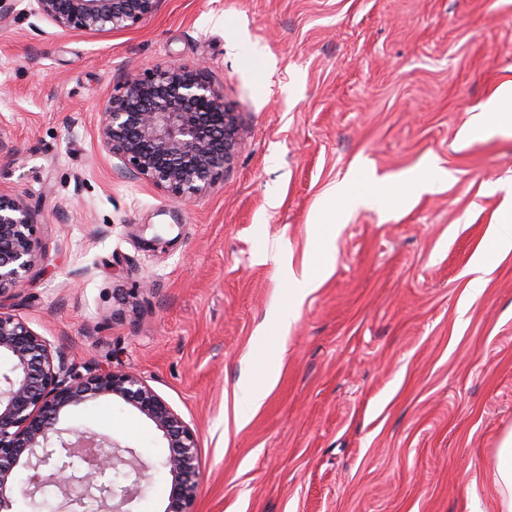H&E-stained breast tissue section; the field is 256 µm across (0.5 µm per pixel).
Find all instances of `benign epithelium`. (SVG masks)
<instances>
[{
  "mask_svg": "<svg viewBox=\"0 0 512 512\" xmlns=\"http://www.w3.org/2000/svg\"><path fill=\"white\" fill-rule=\"evenodd\" d=\"M161 0H34V14L63 31L131 29L146 21ZM99 149L183 201H192L224 180L240 144L239 120L200 64H169L128 77L123 92L101 107ZM38 211L0 188V299L20 286L42 258ZM0 512H11L17 470L31 471L24 489L34 498L58 489V509L68 512L92 498L102 512H130L153 464L130 446L95 434L58 427L70 408L110 397L144 417L161 433L171 477L164 512H192L202 471L197 436L147 383L133 373L100 370L83 375L66 350L52 347L29 323L0 305ZM70 434L75 440L65 438ZM66 457L80 458L81 477L67 474ZM134 476L115 488L107 472Z\"/></svg>",
  "mask_w": 512,
  "mask_h": 512,
  "instance_id": "7a95c632",
  "label": "benign epithelium"
}]
</instances>
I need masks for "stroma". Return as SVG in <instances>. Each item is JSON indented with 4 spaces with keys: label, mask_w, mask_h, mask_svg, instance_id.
I'll use <instances>...</instances> for the list:
<instances>
[{
    "label": "stroma",
    "mask_w": 512,
    "mask_h": 512,
    "mask_svg": "<svg viewBox=\"0 0 512 512\" xmlns=\"http://www.w3.org/2000/svg\"><path fill=\"white\" fill-rule=\"evenodd\" d=\"M6 5L0 186L40 211L44 259L0 304L80 373L142 377L195 430L193 512H499L512 253L479 293L467 270L512 208V129H462L512 79V0H162L115 32ZM170 63L207 66L242 139L188 204L96 140L126 78ZM429 161L447 182L413 192ZM371 175L382 206L316 223L334 186ZM141 224L171 231L149 248ZM60 426L152 461L130 510L163 512L168 450L145 420L103 398Z\"/></svg>",
    "instance_id": "35a3bbf8"
}]
</instances>
